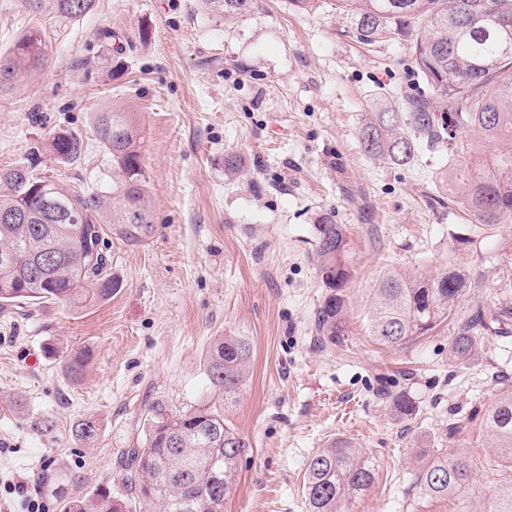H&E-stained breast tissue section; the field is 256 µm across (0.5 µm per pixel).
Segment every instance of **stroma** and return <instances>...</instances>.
I'll use <instances>...</instances> for the list:
<instances>
[{
  "instance_id": "obj_1",
  "label": "stroma",
  "mask_w": 512,
  "mask_h": 512,
  "mask_svg": "<svg viewBox=\"0 0 512 512\" xmlns=\"http://www.w3.org/2000/svg\"><path fill=\"white\" fill-rule=\"evenodd\" d=\"M353 27L336 0L305 10L253 0L238 16L209 13L201 0H96L76 19L0 0V59L28 30L45 43L42 68L0 91V168L25 162L64 128L84 141L80 164L46 160L43 169L111 190L112 160L92 119L117 106L142 128L153 215L142 242L108 231L116 286L106 300L0 312V512H27L32 499L61 512L65 501L120 491L119 455L137 440L147 406L181 410L204 397L205 355L225 335L251 346L249 374L224 416L252 450L224 512H307V462L338 437L376 470L350 512H489L512 478L482 431L498 391L512 385V224L465 243L459 214L438 204L447 153L423 146L396 166L363 150L369 113L401 106L425 83L410 34L365 44ZM104 29L118 40L101 38ZM228 154L240 157V173L225 171ZM326 216L346 227L352 276L345 334L322 348L313 322L327 290L313 254ZM388 267L470 272L480 285L457 319L497 314L500 334L464 363L448 353L445 324L398 349L381 345L367 316ZM79 355L75 379L67 364ZM401 391L416 403L407 419L390 406ZM85 420L99 428L91 444L74 434ZM435 448L474 467L458 494L427 500L413 480Z\"/></svg>"
}]
</instances>
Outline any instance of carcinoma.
<instances>
[{"label":"carcinoma","instance_id":"obj_1","mask_svg":"<svg viewBox=\"0 0 512 512\" xmlns=\"http://www.w3.org/2000/svg\"><path fill=\"white\" fill-rule=\"evenodd\" d=\"M29 10L50 11L63 19L88 14L94 0H34ZM224 15L242 14L252 0H201ZM356 20L361 42L400 34L423 20L411 47L415 67L432 94L406 100L407 111L375 112L361 126L364 151L389 164L414 161L421 145L448 153V204L461 207L476 243L512 223V0H338ZM41 35L31 32L15 45L14 56L0 62V90L43 64ZM495 88L489 92V88ZM93 134L112 158L116 178L112 196L87 193L40 171L29 159L0 168V309L53 301L73 307L102 301L112 294L106 256L90 265L88 242L104 240L105 228L119 227L129 242L149 235L152 212L145 201L142 136L133 113L109 107L95 113ZM471 132L474 165L458 159L457 136ZM41 152L67 167L80 160L82 138L67 130L51 133ZM313 260L328 293L317 312L321 345L345 333L344 288L351 278L350 242L344 225L330 216L315 225ZM472 278L444 271L436 276L384 271L376 280L368 324L382 344L397 347L453 319ZM486 320L468 322L448 342L457 360L482 346L476 336ZM250 344L242 336L214 339L205 359L207 395L187 410L164 400L146 409L139 447L122 452L123 492L72 500L64 512H224L238 461L250 441L224 421V407L249 373ZM394 412L411 417L415 402L406 393L392 396ZM483 429L498 457L512 462V387L501 389L487 409ZM79 440L92 444L98 427L84 420L75 427ZM471 463L459 453L435 448L415 474L423 498L457 493L470 476ZM375 480V466L352 442L338 438L316 451L307 464L304 495L308 512H346ZM490 512H512V482L497 492Z\"/></svg>","mask_w":512,"mask_h":512}]
</instances>
